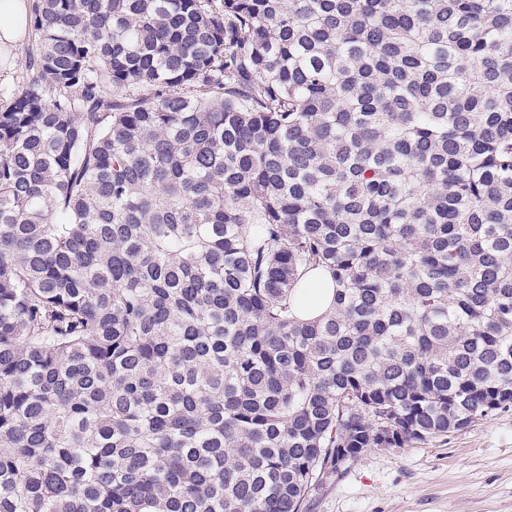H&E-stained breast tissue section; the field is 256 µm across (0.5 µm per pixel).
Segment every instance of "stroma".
Masks as SVG:
<instances>
[{
    "label": "stroma",
    "instance_id": "1",
    "mask_svg": "<svg viewBox=\"0 0 512 512\" xmlns=\"http://www.w3.org/2000/svg\"><path fill=\"white\" fill-rule=\"evenodd\" d=\"M32 39L0 54V108L28 81ZM304 512H512V407L406 448H370Z\"/></svg>",
    "mask_w": 512,
    "mask_h": 512
}]
</instances>
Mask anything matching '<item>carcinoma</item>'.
Instances as JSON below:
<instances>
[{"mask_svg": "<svg viewBox=\"0 0 512 512\" xmlns=\"http://www.w3.org/2000/svg\"><path fill=\"white\" fill-rule=\"evenodd\" d=\"M32 23L0 111V512H303L364 450L512 406V0ZM308 274L300 288H314L320 295V302L306 310H302V314L308 318L318 316L325 308L328 307L332 290L335 288L329 274L322 270H316Z\"/></svg>", "mask_w": 512, "mask_h": 512, "instance_id": "cac0c4a2", "label": "carcinoma"}]
</instances>
